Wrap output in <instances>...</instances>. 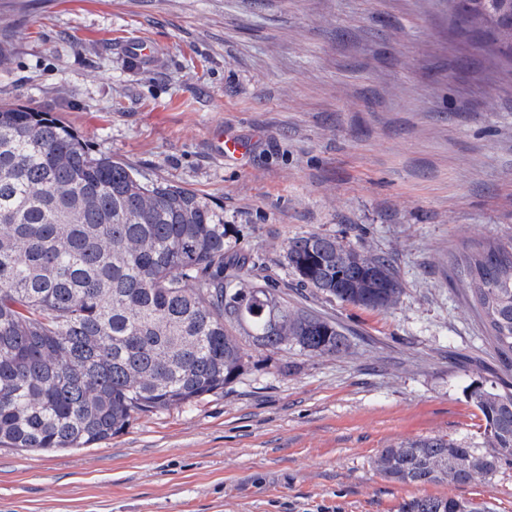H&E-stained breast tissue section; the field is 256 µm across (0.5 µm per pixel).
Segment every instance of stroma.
<instances>
[{"instance_id": "1", "label": "stroma", "mask_w": 512, "mask_h": 512, "mask_svg": "<svg viewBox=\"0 0 512 512\" xmlns=\"http://www.w3.org/2000/svg\"><path fill=\"white\" fill-rule=\"evenodd\" d=\"M138 37L155 59L124 54ZM0 41V103L221 208L226 262L257 259L349 343L253 353L224 390L89 448L1 445L0 512H512V466L467 486L372 467L402 440L476 439L468 389L504 375L447 274L464 244L512 240V63L446 0H0ZM221 134L245 155H220ZM309 232L392 258L398 302L300 289L285 251ZM399 512H492L486 504L453 497H415L404 500Z\"/></svg>"}]
</instances>
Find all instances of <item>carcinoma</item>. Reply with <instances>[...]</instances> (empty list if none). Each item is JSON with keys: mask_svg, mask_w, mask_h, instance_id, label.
Instances as JSON below:
<instances>
[{"mask_svg": "<svg viewBox=\"0 0 512 512\" xmlns=\"http://www.w3.org/2000/svg\"><path fill=\"white\" fill-rule=\"evenodd\" d=\"M468 2L472 30L512 59L484 0ZM227 235L224 214L196 192L92 154L51 112L0 103V443L87 448L139 415L224 389L243 374L249 346L346 350L334 321L257 283L251 259L228 271ZM286 260L303 286L342 303L388 308L402 293L390 260L326 235L291 239ZM448 281L511 372L512 241L451 255ZM468 398L480 440L401 441L374 469L405 484L466 485L512 465V383H478ZM399 512L492 510L415 497Z\"/></svg>", "mask_w": 512, "mask_h": 512, "instance_id": "1", "label": "carcinoma"}]
</instances>
